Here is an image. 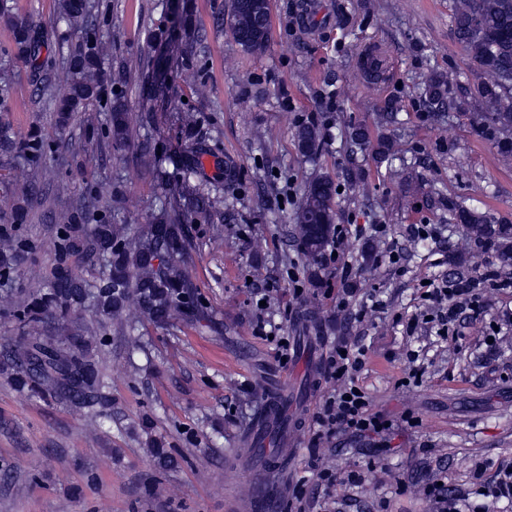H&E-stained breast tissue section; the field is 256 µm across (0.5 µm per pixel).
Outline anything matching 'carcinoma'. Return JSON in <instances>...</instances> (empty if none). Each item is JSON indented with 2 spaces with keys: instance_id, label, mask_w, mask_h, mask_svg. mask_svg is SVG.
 Listing matches in <instances>:
<instances>
[{
  "instance_id": "obj_1",
  "label": "carcinoma",
  "mask_w": 512,
  "mask_h": 512,
  "mask_svg": "<svg viewBox=\"0 0 512 512\" xmlns=\"http://www.w3.org/2000/svg\"><path fill=\"white\" fill-rule=\"evenodd\" d=\"M251 0H231L228 29L236 44L251 53L265 51L269 41L271 18L256 27L247 11ZM59 14L69 29L66 57L40 82L39 95L44 108L59 113L64 122L70 114L81 112L93 101L112 100V90L128 83L131 69L121 67L108 78L100 70V45L96 37L97 19L90 0H59ZM0 18L12 29L14 48L10 58L22 59L39 70L42 32L30 20L0 10ZM452 30L470 64L473 80L457 81L442 73L426 76L423 103L434 110L448 105L460 108L470 99L480 103L478 133L497 144L504 160L512 159V0H453ZM196 39L188 36L176 49L181 66L193 64ZM109 124L101 137L117 149L132 139L130 114L117 99L110 106ZM323 138L322 128L312 122L295 131L300 154L316 153ZM350 147L369 146L377 157L392 156L394 143L385 137L371 140L365 125L347 132ZM50 149L49 142L32 132L18 146L28 161L41 158ZM205 145L193 142L175 154L172 163L183 173L168 185L166 203L155 221L134 228L101 220L87 223L96 200L67 213L59 225L54 246L58 259L52 285L33 292L11 307L10 315L30 336L6 339L0 343V365L12 370V381L45 402L86 408L101 417L111 399L107 383L94 350L106 347V335H89V328L71 314L87 307L105 322L118 318L129 301L137 303L144 319L155 327H164L179 319L199 330L212 328L209 307L189 274L194 244L190 215L205 216L217 200L190 185L196 174L198 158ZM224 186H238L236 161L224 157ZM336 182L328 175L313 178L305 187L289 228L305 258L307 281L322 283V260L336 236ZM454 223L462 226L480 246L495 252L499 263L512 267V224L498 223L486 213L448 201ZM31 240L21 236L0 239V279L12 277L17 260L33 251ZM99 269L98 279L88 282L70 269L72 259Z\"/></svg>"
}]
</instances>
